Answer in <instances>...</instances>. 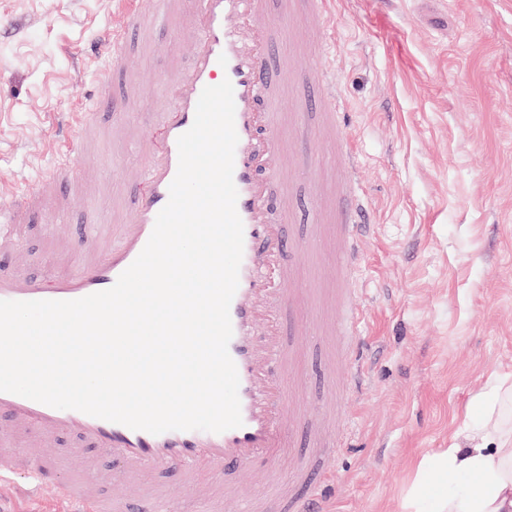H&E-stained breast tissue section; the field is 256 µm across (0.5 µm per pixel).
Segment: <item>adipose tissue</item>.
Masks as SVG:
<instances>
[{
    "label": "adipose tissue",
    "instance_id": "1",
    "mask_svg": "<svg viewBox=\"0 0 512 512\" xmlns=\"http://www.w3.org/2000/svg\"><path fill=\"white\" fill-rule=\"evenodd\" d=\"M432 476L429 512H512V430L477 427L467 447L424 457Z\"/></svg>",
    "mask_w": 512,
    "mask_h": 512
}]
</instances>
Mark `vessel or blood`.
<instances>
[{
  "mask_svg": "<svg viewBox=\"0 0 512 512\" xmlns=\"http://www.w3.org/2000/svg\"><path fill=\"white\" fill-rule=\"evenodd\" d=\"M178 6L179 0H126L124 11L130 24H140L147 16L160 23ZM266 11L267 0H190L185 21L193 39V63L189 69L175 70L168 82L165 104L158 115L162 142L147 138L138 145L146 163L142 188L130 216L117 224L107 219L84 226L79 233L83 253L75 266L43 278L21 272L0 275V300H76L111 288L145 247L158 213L169 200V187L178 170L177 140L191 128L203 88L231 81L238 134L233 179L244 245L239 284L230 305L233 335L229 353L239 375L243 424L222 433L190 430L154 435L0 392V414H7L14 430L32 442L25 453L15 455L13 475L24 478L35 491L54 487L58 499L68 503L71 512H167V507L150 487L133 499L118 492L104 497L91 469L75 478L59 475L55 458L43 446L44 440L58 435L76 436L93 457L116 462V479L174 472L194 499L228 506L240 501L238 475L259 460L273 469L282 461L285 429L290 422L286 377L294 352L283 338L263 344L255 333L261 305H268V318L273 321L282 308L295 301L286 288L295 272L277 259V224L270 222L274 213L281 223L290 220L288 189L276 170H269L266 178L258 176L260 156L275 157L287 144L280 112L284 80L268 56L269 31L262 24ZM125 35V30L110 28L95 44L96 55L111 64L110 73L97 82L98 92L109 88L113 73L126 72L129 67ZM312 67L316 83L326 89L321 109L328 115V126L336 135L348 169L356 170L358 156L333 88L336 76L325 66L322 54H315ZM93 119L90 112L60 114L53 148L66 162L52 171L46 180L48 186H76L71 160L79 148L70 130L90 131ZM29 205V197L18 193L12 206L0 211V246L16 238L17 226L23 223ZM370 211L367 196L359 191L340 218L349 266L360 263L363 242L372 229ZM363 322L362 309L347 298L331 331L354 351L364 342ZM325 500L322 494L311 500L289 497L281 507L283 512H327Z\"/></svg>",
  "mask_w": 512,
  "mask_h": 512,
  "instance_id": "obj_1",
  "label": "vessel or blood"
}]
</instances>
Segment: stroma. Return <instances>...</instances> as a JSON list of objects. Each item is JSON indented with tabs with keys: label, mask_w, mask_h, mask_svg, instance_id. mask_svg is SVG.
Returning a JSON list of instances; mask_svg holds the SVG:
<instances>
[{
	"label": "stroma",
	"mask_w": 512,
	"mask_h": 512,
	"mask_svg": "<svg viewBox=\"0 0 512 512\" xmlns=\"http://www.w3.org/2000/svg\"><path fill=\"white\" fill-rule=\"evenodd\" d=\"M276 20L284 56L283 121L288 145L273 165L288 184L293 220L282 225L285 258L297 264L310 305L286 307L279 325L304 342L291 393L299 422L274 473L240 477V497L287 489L309 446L307 426L331 436L338 424L327 393L346 386L345 363L328 325L336 319L333 227L348 176L317 106L310 56L324 32L298 0ZM335 20L329 63L349 114L358 179L375 215L353 275L368 321L362 362L367 389L349 417L350 447L338 449L330 512H407L419 460L467 444L477 400L512 375V0H327ZM0 207L13 192L39 194L54 163L45 135L55 116L88 106L105 63L87 49L123 28L118 0H0ZM135 96L120 110L101 103L98 136L77 157L78 195L43 197L41 215L0 257V273L46 275L81 253V226L128 209L143 159L125 134L156 126L172 69L189 68L185 18L127 33ZM308 245L305 254L296 246Z\"/></svg>",
	"instance_id": "obj_1"
}]
</instances>
